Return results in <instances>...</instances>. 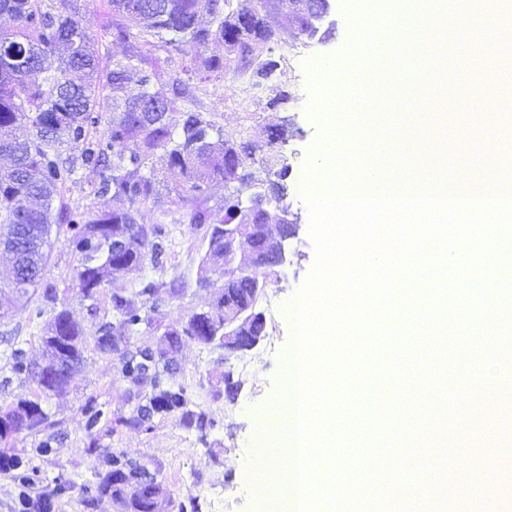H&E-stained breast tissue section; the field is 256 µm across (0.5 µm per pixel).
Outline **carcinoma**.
I'll list each match as a JSON object with an SVG mask.
<instances>
[{
	"instance_id": "carcinoma-1",
	"label": "carcinoma",
	"mask_w": 512,
	"mask_h": 512,
	"mask_svg": "<svg viewBox=\"0 0 512 512\" xmlns=\"http://www.w3.org/2000/svg\"><path fill=\"white\" fill-rule=\"evenodd\" d=\"M250 0H110L112 41L124 46L123 56L108 64L94 49L79 19L81 0H0V16L10 26L0 28V258L16 269L21 295L43 287L42 300L57 304L56 287L43 284L50 260L48 237L81 224L72 238L79 254L72 288L83 301L96 306L105 285L118 270L133 267L141 273L138 289L111 295L116 318L98 328L94 346L104 355L123 360V376L139 388L138 404L118 419L142 428L160 413L178 411L183 425L203 431L213 425L202 410L191 408L183 390L163 387L161 375L170 369L172 355L184 341L224 345V302L238 304L251 295L252 276L237 275L220 285L211 304L192 312L178 327L162 333L157 348L131 351L128 340L140 324V310L163 294L182 295L185 285L143 275L146 263L158 266L164 252L165 229L147 225L138 205L156 198L159 180L154 159L178 170L182 183L178 199L191 195L193 205L181 221L206 227L207 248L198 263L196 284L213 286L210 274L224 268V225L256 224L260 207L288 198V167L265 191L223 199L216 210L208 202L213 189L244 172L255 156L247 143L224 137L221 126L206 112L189 109L190 88L155 87L160 58L152 48H172L190 57V76L201 82L224 77L232 55L248 36L238 18L249 11ZM300 30L309 31L312 0H288ZM261 59L251 70V86L267 89L268 107L288 96L273 85L278 62L275 29L263 21L259 35ZM212 41L224 44L222 56L206 55ZM136 83L137 91L130 89ZM107 91L109 113H99L101 92ZM80 166L101 171L93 194L108 196L118 207L75 214L63 201V187ZM42 345L50 359L47 371L62 382L75 374L84 359L86 338L67 308L54 311ZM151 387L147 394L145 387ZM53 426L37 401L20 397L0 409V442L23 432ZM97 497H108L119 512H155L163 493L158 481L145 480V468L113 459L112 469L97 474Z\"/></svg>"
}]
</instances>
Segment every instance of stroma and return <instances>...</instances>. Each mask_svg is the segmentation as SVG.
<instances>
[{
    "label": "stroma",
    "mask_w": 512,
    "mask_h": 512,
    "mask_svg": "<svg viewBox=\"0 0 512 512\" xmlns=\"http://www.w3.org/2000/svg\"><path fill=\"white\" fill-rule=\"evenodd\" d=\"M329 4L320 32L313 38L301 34L284 10L270 13L271 24L282 40L304 46L300 58L282 77L281 88L288 94L284 104L268 108L267 91L252 89L236 68L225 71L220 88L205 87L198 98L203 111L214 113L226 137L262 146L270 134L284 133L285 139L278 145L280 162L293 172L304 169L308 150L318 136L310 109L316 75L305 63H332L351 39L342 0H329ZM80 22L98 41L104 61L122 56L123 46L107 34L112 22L108 0H83ZM491 61V56H484L470 69L464 87L466 99L486 92L512 97V69L491 72ZM422 96L436 110L437 122L431 129L436 142L448 138L457 143L472 142L474 126L479 123L487 140L512 143V112H480L472 117L441 99L436 91H423ZM157 177L158 198L139 206L146 222H162L166 230L163 263L152 274L165 281L182 277L188 288L184 296L164 299L157 309H142L143 320L130 339L134 349L156 346L161 326L177 325L193 311L207 307L216 295V284L223 281L222 273L216 272L213 287H197L199 258L207 248L206 229L180 222L172 192L180 182L178 173L161 165ZM99 181L98 170L87 167L66 183L64 199L73 212L110 206L109 198L93 194ZM287 204L297 220L296 234L289 241L290 261L279 268L261 301L267 334L257 348L244 354L249 367L236 372L241 392L234 401L225 399L223 351L192 340L184 343L174 373L163 378L165 384L182 387L187 398L213 419V427L202 432L185 428L176 413L155 415L147 430L116 425V418L129 414L136 400L129 394L119 355L104 356L91 347L86 348L84 362L67 391L44 395L33 379L12 371L11 355L19 349L29 366L44 364L41 338L54 311L36 294L18 304L12 303L10 294L0 295V304L9 308L8 317L0 320V407L12 405L20 395L37 399L53 423L48 431L24 432L11 441V454L19 458L23 469L36 470V483L23 487L17 471H1L0 512H21V492L34 496L61 481L69 482L72 489L55 500L53 512H117L106 497L91 509L82 503L85 491L94 488L98 472L111 469L116 457L144 465L162 482L165 492L158 499L157 512H269L271 505L259 498L252 472L260 449L277 447L278 442L265 435L261 414L282 394L284 364L294 344L293 326L285 309L315 260L307 207L294 191L289 193ZM77 258L68 237L54 239L46 278L56 284L61 305L90 340L98 327L112 318V292L130 291L136 280L131 275L115 279L103 289L97 306H89L69 288ZM92 402L102 411L97 425L100 445L94 455L86 451V408ZM473 410L465 427L474 448L469 464L479 471L478 490L458 491L456 498L440 501L435 508L437 512H461L466 506L476 512H512V481L494 480L496 474L512 472V446L495 441L497 434L512 433V411L481 403Z\"/></svg>",
    "instance_id": "stroma-1"
}]
</instances>
